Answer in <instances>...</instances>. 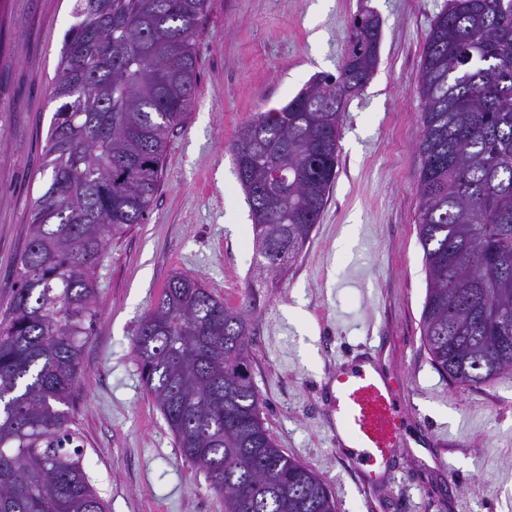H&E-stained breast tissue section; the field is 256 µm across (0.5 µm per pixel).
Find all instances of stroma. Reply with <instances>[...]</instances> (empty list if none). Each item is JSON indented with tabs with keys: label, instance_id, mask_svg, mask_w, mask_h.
Returning a JSON list of instances; mask_svg holds the SVG:
<instances>
[{
	"label": "stroma",
	"instance_id": "35a3bbf8",
	"mask_svg": "<svg viewBox=\"0 0 512 512\" xmlns=\"http://www.w3.org/2000/svg\"><path fill=\"white\" fill-rule=\"evenodd\" d=\"M445 0H213L201 23L196 96L170 137L145 223L113 240L94 271L100 316L72 393L90 483L106 512H224L204 472L181 459L141 381L133 339L175 272L225 306L253 289L251 375L266 426L314 471L337 512H512V371L485 385L450 382L421 341L427 272L417 233L420 67ZM74 0H0V312L17 286L36 198L50 175L42 147L48 85ZM384 21L377 71L339 120L336 179L303 253L278 287L253 283L250 208L229 147L259 112L314 76L336 73L353 17ZM377 350L402 381L410 425L432 450L400 449L399 475L365 499L337 447L320 395L326 372ZM441 466L427 463L429 455Z\"/></svg>",
	"mask_w": 512,
	"mask_h": 512
}]
</instances>
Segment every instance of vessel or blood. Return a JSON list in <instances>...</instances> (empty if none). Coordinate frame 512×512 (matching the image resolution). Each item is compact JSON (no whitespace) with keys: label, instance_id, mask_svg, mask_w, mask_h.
I'll return each mask as SVG.
<instances>
[{"label":"vessel or blood","instance_id":"b4317fda","mask_svg":"<svg viewBox=\"0 0 512 512\" xmlns=\"http://www.w3.org/2000/svg\"><path fill=\"white\" fill-rule=\"evenodd\" d=\"M400 382L369 357L330 369L323 383L329 410L336 416V445L353 443L354 458L367 486L390 481L388 463L402 445L406 411Z\"/></svg>","mask_w":512,"mask_h":512}]
</instances>
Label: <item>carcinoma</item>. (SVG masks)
I'll return each instance as SVG.
<instances>
[{
  "instance_id": "1",
  "label": "carcinoma",
  "mask_w": 512,
  "mask_h": 512,
  "mask_svg": "<svg viewBox=\"0 0 512 512\" xmlns=\"http://www.w3.org/2000/svg\"><path fill=\"white\" fill-rule=\"evenodd\" d=\"M211 0H76L42 149L48 186L31 211L17 288L0 317V512H105L70 414L99 314L93 272L147 219L169 134L197 84ZM382 18L352 20L337 74L315 76L230 146L278 284L319 223L336 178L345 101L372 79ZM417 144L418 237L428 272L421 340L459 384L512 370V0H447L425 38ZM252 286L229 308L174 273L133 342L143 385L180 457L224 512H336L323 481L277 447L250 373Z\"/></svg>"
}]
</instances>
